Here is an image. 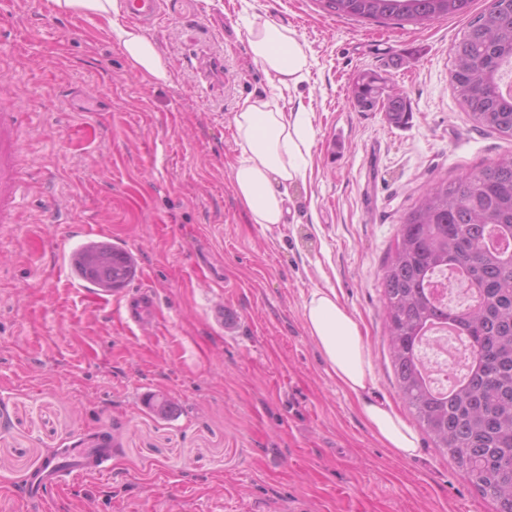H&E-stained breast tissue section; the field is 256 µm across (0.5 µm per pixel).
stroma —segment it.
<instances>
[{"mask_svg": "<svg viewBox=\"0 0 512 512\" xmlns=\"http://www.w3.org/2000/svg\"><path fill=\"white\" fill-rule=\"evenodd\" d=\"M489 4L472 0L469 15ZM256 15L304 44L298 90L253 62ZM469 15L401 27L319 0H164L144 31L171 73L157 84L132 70L107 18L0 0V106L26 114V189L0 221V512H495L399 393L380 286L428 184L512 151L452 94L451 47ZM202 55L222 65L213 80L196 69ZM364 70L407 98V125L351 102ZM249 96L304 108L312 130L305 178L271 228L250 223L231 180L232 119ZM88 228L122 245L133 286L155 293L149 327L126 324L62 262ZM316 288L358 319L367 395L417 435V458L381 445L308 336L302 304ZM221 306L235 320L218 322ZM105 439L109 475L63 477L43 505L22 498L48 454Z\"/></svg>", "mask_w": 512, "mask_h": 512, "instance_id": "stroma-1", "label": "stroma"}]
</instances>
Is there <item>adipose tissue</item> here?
Returning <instances> with one entry per match:
<instances>
[{
  "instance_id": "obj_1",
  "label": "adipose tissue",
  "mask_w": 512,
  "mask_h": 512,
  "mask_svg": "<svg viewBox=\"0 0 512 512\" xmlns=\"http://www.w3.org/2000/svg\"><path fill=\"white\" fill-rule=\"evenodd\" d=\"M112 34L133 70L154 83L170 79L166 61L141 32L112 24ZM255 63L271 82L298 87L309 58L295 31L263 17L247 29ZM242 149L232 166L234 192L254 224L286 221L288 187L304 179L311 136L304 110L284 111L275 98H244L233 117ZM304 326L343 389L358 401L360 412L382 445L402 459L418 453V438L388 406L366 397L370 382L360 326L334 289H313L302 306Z\"/></svg>"
}]
</instances>
